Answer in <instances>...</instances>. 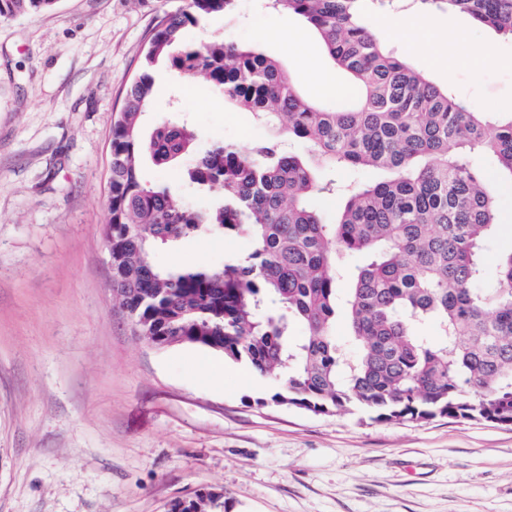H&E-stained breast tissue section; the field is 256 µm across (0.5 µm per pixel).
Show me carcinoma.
Returning <instances> with one entry per match:
<instances>
[{"instance_id":"carcinoma-1","label":"carcinoma","mask_w":512,"mask_h":512,"mask_svg":"<svg viewBox=\"0 0 512 512\" xmlns=\"http://www.w3.org/2000/svg\"><path fill=\"white\" fill-rule=\"evenodd\" d=\"M235 0H182L156 18L112 129L104 232L112 288L137 332L158 347L221 353L279 386L268 403L313 413L365 412L379 422L437 417L512 426V250L493 270L498 204L478 157L512 181V117L491 120L390 53L365 21L403 12L398 0H268L307 19L357 88L336 108L304 97L280 64L234 42L189 46L182 32ZM469 15L512 40V0H417ZM56 0H0V19ZM165 59L199 75L224 103L254 113L270 135L245 148L213 144L188 166L198 209L146 186L140 162L184 158L193 131L141 117ZM344 171L384 178L338 188ZM316 196H337L329 222ZM200 234L244 236L248 254L220 270L157 268L151 253ZM344 315L348 334H335ZM302 336H292L294 328ZM199 492L170 512L224 506Z\"/></svg>"}]
</instances>
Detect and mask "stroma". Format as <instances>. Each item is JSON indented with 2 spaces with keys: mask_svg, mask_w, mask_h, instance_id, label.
<instances>
[{
  "mask_svg": "<svg viewBox=\"0 0 512 512\" xmlns=\"http://www.w3.org/2000/svg\"><path fill=\"white\" fill-rule=\"evenodd\" d=\"M180 2L57 0L0 20V512H168L211 489L226 512H512V426L260 407L275 381L209 349L156 347L115 303L112 127L156 16ZM408 14L435 22L430 50L408 52L384 16L369 26L475 110L512 105L511 40L465 14ZM286 29L306 50L282 41ZM183 39L258 47L311 99L317 75L350 81L303 17L266 0H237ZM153 80L144 134L166 116L204 143L268 134L203 78L161 62ZM249 249L193 236L154 260L217 268Z\"/></svg>",
  "mask_w": 512,
  "mask_h": 512,
  "instance_id": "obj_1",
  "label": "stroma"
}]
</instances>
